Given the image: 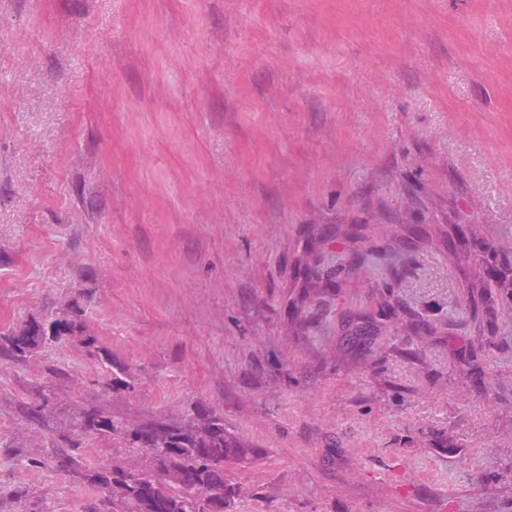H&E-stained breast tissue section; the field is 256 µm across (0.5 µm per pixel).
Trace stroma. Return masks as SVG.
I'll return each mask as SVG.
<instances>
[{
    "mask_svg": "<svg viewBox=\"0 0 512 512\" xmlns=\"http://www.w3.org/2000/svg\"><path fill=\"white\" fill-rule=\"evenodd\" d=\"M509 249L512 0H0V333L81 323L0 354V512L148 464L93 407L222 413L229 512H512ZM75 320H55L49 323L37 321L25 326L19 333L0 335V353L15 360H26L40 344L47 340L59 341L62 336L75 331ZM77 419V425L83 433L109 435L118 428V422L113 419L112 414L99 408L84 410Z\"/></svg>",
    "mask_w": 512,
    "mask_h": 512,
    "instance_id": "stroma-1",
    "label": "stroma"
}]
</instances>
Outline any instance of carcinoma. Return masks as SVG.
<instances>
[{"label":"carcinoma","mask_w":512,"mask_h":512,"mask_svg":"<svg viewBox=\"0 0 512 512\" xmlns=\"http://www.w3.org/2000/svg\"><path fill=\"white\" fill-rule=\"evenodd\" d=\"M76 328L74 320L35 321L18 333L0 335V353L23 361L40 344L58 341ZM77 425L83 433L98 435H110L118 428L112 414L99 408L82 411ZM125 436L131 447L147 451V468L91 470L74 447L60 448L55 456L59 471L107 495L101 504L111 512H209L212 502L226 504L238 494V488L224 477L226 466L254 456V449L224 435V415L216 412L207 414L202 427L146 422L125 429ZM158 472L168 476L170 483L157 480Z\"/></svg>","instance_id":"carcinoma-1"}]
</instances>
